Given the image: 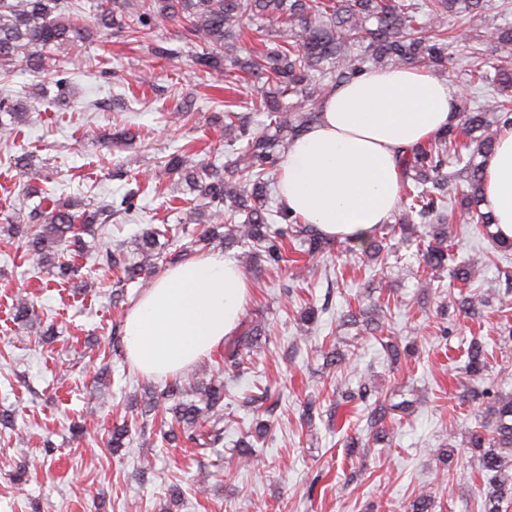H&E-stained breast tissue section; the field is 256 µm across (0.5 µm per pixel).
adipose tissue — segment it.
<instances>
[{"label": "adipose tissue", "mask_w": 512, "mask_h": 512, "mask_svg": "<svg viewBox=\"0 0 512 512\" xmlns=\"http://www.w3.org/2000/svg\"><path fill=\"white\" fill-rule=\"evenodd\" d=\"M456 96L429 69L411 66L370 70L333 88L318 122L281 162V203L328 238L367 239L398 205L403 151L456 122ZM483 166V206L494 232L512 239V127ZM250 292L246 273L218 251L169 267L125 317L129 359L148 376L181 374L235 334Z\"/></svg>", "instance_id": "ef3b65f1"}]
</instances>
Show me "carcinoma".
<instances>
[{
	"label": "carcinoma",
	"mask_w": 512,
	"mask_h": 512,
	"mask_svg": "<svg viewBox=\"0 0 512 512\" xmlns=\"http://www.w3.org/2000/svg\"><path fill=\"white\" fill-rule=\"evenodd\" d=\"M463 18L473 29L489 31L491 51L512 49V25L499 22L500 13L490 12L487 0H99L97 13L88 21L81 0H0V80L17 71L33 76L54 72L60 89L67 87L68 70L80 68L76 56L57 58L62 47L79 48L107 31L125 34L135 43L146 42L154 58L172 60L186 50L202 48L193 55L196 67L205 73L224 71L228 62L240 73L261 82L250 93V110L264 115L254 124L249 114L224 111V143L227 163H191L179 149L164 160L161 172L175 175L185 191L203 201V207L185 211L180 227L188 242L175 249L174 258L188 256L201 241L219 245L244 244L246 266L256 271L277 268L284 261L285 242L295 243L309 257L331 252L332 241L313 224H306L279 207L270 206L280 164L293 141L319 119L316 101L329 89L346 83L369 69L418 64L439 68L448 63V16ZM265 33L261 50L242 53L243 20ZM176 21L181 26L177 43L157 38L156 30ZM480 62L470 70L469 83L482 87L496 84L493 92L474 105L468 99L456 107L457 123L437 132L427 141L405 150L400 159V193L405 216L399 224L403 240L416 247L423 271L433 275L448 272L453 280L468 285L478 266V255L456 262L455 236L451 223L478 225L495 248L512 251V240L497 238L491 231L492 215L481 210L484 196L483 158L494 149L501 128L512 126V66L495 67L488 79ZM31 105L0 99V135L20 133L31 120ZM452 171H446V168ZM141 185L129 189L120 202L82 203L57 197L31 175L21 184L19 196L28 212L18 223H8L7 235L18 240L37 268H53L64 277H77L81 267L61 261L88 251L84 235L116 214L137 208ZM206 224L202 237L190 233L189 225ZM170 238L169 228L151 227L141 232L136 252L128 255L111 246L100 248L95 261L104 272L115 274L111 301L119 306L126 288L146 278L155 269ZM459 311L472 317L486 297L471 291L456 300ZM389 306L378 302L375 310L350 313L345 324L378 333L376 341L393 367L412 362L417 348L380 335L382 324L375 312ZM34 305L25 298L14 304V319L35 322ZM268 330L259 324L248 328L224 346V372L239 378L251 364L254 352L267 341ZM469 379L480 382L490 365L488 344L476 339L464 350ZM325 367L332 373L346 366L344 354L331 348L323 352ZM467 396L483 398L481 421L465 430L483 483L477 492L482 512H500V504L512 500V474H507L512 452V397L495 390L472 387ZM161 399L169 403L171 426L167 441L197 448H214L224 440V380H200L187 390L179 381L165 384ZM354 401L365 404L366 430L376 443L389 439L387 418L407 413L412 402L393 403L372 392L364 380L352 388L336 379V406ZM270 424L258 422L240 432L236 456L251 461L256 450L250 438L267 436ZM131 425L124 421L112 427L107 445L113 453L126 447Z\"/></svg>",
	"instance_id": "cac0c4a2"
}]
</instances>
